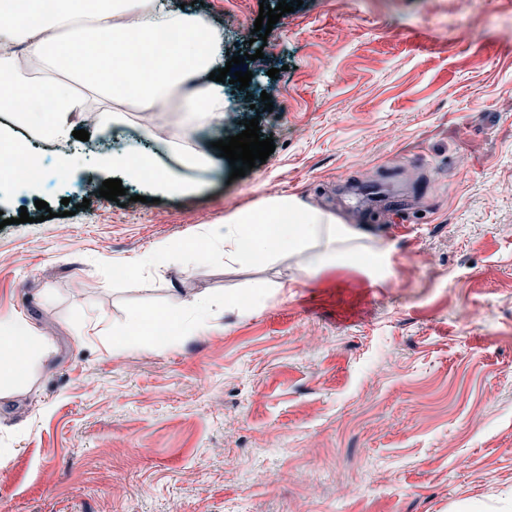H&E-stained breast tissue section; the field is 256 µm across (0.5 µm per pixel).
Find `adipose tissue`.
Segmentation results:
<instances>
[{
  "instance_id": "1",
  "label": "adipose tissue",
  "mask_w": 512,
  "mask_h": 512,
  "mask_svg": "<svg viewBox=\"0 0 512 512\" xmlns=\"http://www.w3.org/2000/svg\"><path fill=\"white\" fill-rule=\"evenodd\" d=\"M50 30L57 38H47ZM163 30L180 31L179 41L157 42L155 35ZM222 44L206 16L169 10L162 0H56L49 13L42 0H0V112L10 119L0 124V188L8 193L37 189L48 171L60 174L71 166L65 159L47 169L43 158L14 136V128L67 141L75 117L93 110L95 131L104 137L121 128V101L128 97L140 111L175 114L164 143L179 166H214L213 155L197 142L203 130L224 123V88L204 79L221 68ZM17 45L23 54L14 53ZM80 84L95 93L97 104L77 92ZM102 162L153 186L177 183L136 142L123 143ZM199 238L202 247L181 252L186 269H194L216 244L223 246L226 263L292 259L304 278L333 272L372 281L386 269L380 247H357L360 234L354 228L288 196H268L257 206L226 214L223 223L205 225ZM184 328L195 336L214 331L210 303L167 315L137 311L117 346L138 348L148 331L173 342ZM47 352L42 336L25 320L0 321V382L23 376L30 361Z\"/></svg>"
}]
</instances>
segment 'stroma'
Listing matches in <instances>:
<instances>
[{
    "instance_id": "1",
    "label": "stroma",
    "mask_w": 512,
    "mask_h": 512,
    "mask_svg": "<svg viewBox=\"0 0 512 512\" xmlns=\"http://www.w3.org/2000/svg\"><path fill=\"white\" fill-rule=\"evenodd\" d=\"M169 2L249 54L275 151L166 191L100 165L97 138L30 139L78 161L0 202V315L50 346L0 388V512H512V0H303L261 50L259 8L279 0ZM384 167L401 224L351 204ZM110 178L127 204L65 215ZM271 195L388 247L389 274L297 280L217 248L190 272L135 266ZM274 285L254 315L218 307L209 335L112 348L133 311Z\"/></svg>"
}]
</instances>
